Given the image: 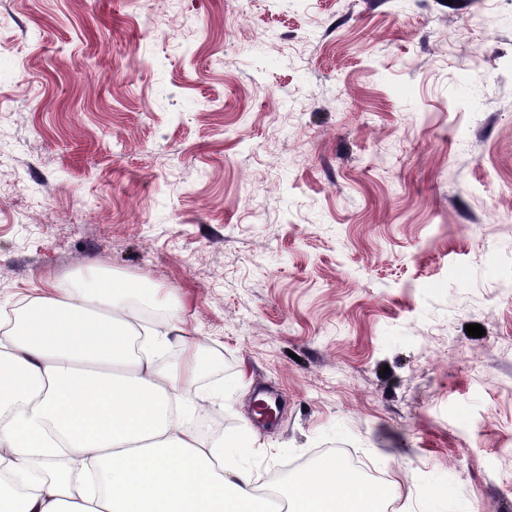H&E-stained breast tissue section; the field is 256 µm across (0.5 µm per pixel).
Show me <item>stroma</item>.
Listing matches in <instances>:
<instances>
[{
  "instance_id": "35a3bbf8",
  "label": "stroma",
  "mask_w": 512,
  "mask_h": 512,
  "mask_svg": "<svg viewBox=\"0 0 512 512\" xmlns=\"http://www.w3.org/2000/svg\"><path fill=\"white\" fill-rule=\"evenodd\" d=\"M1 12L0 316L94 265L174 289L259 479L342 448L392 512H512V0Z\"/></svg>"
}]
</instances>
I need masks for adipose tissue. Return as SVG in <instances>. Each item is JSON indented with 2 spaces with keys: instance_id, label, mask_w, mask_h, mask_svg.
Wrapping results in <instances>:
<instances>
[{
  "instance_id": "adipose-tissue-1",
  "label": "adipose tissue",
  "mask_w": 512,
  "mask_h": 512,
  "mask_svg": "<svg viewBox=\"0 0 512 512\" xmlns=\"http://www.w3.org/2000/svg\"><path fill=\"white\" fill-rule=\"evenodd\" d=\"M172 290L102 268L48 285L0 331V477L24 478L0 512H379L381 494L327 459L259 492L249 430L205 441L212 362ZM179 359L157 366L156 351Z\"/></svg>"
}]
</instances>
